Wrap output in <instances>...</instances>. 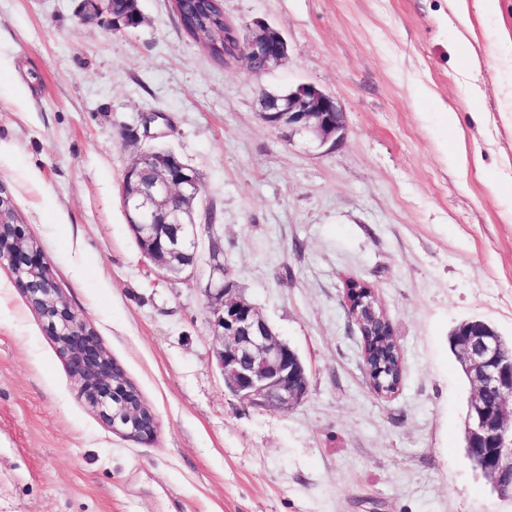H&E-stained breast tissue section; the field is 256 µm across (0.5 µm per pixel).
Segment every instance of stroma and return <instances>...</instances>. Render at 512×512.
<instances>
[{"label":"stroma","mask_w":512,"mask_h":512,"mask_svg":"<svg viewBox=\"0 0 512 512\" xmlns=\"http://www.w3.org/2000/svg\"><path fill=\"white\" fill-rule=\"evenodd\" d=\"M466 2L462 40L448 0H223L232 23L288 41L254 77L213 60L171 0H138L143 24L117 33L80 22L79 0H0V184L159 422L149 441L113 432L0 263V512H512L465 456L472 387L448 345L472 317L512 338V0L492 17ZM302 83L344 112L338 146L262 118L264 93ZM145 112L199 176L201 250L219 240L307 368L289 412L225 388L207 262L173 279L134 239L121 190L137 149L120 130ZM461 145L480 166L460 167ZM349 277L374 287L404 355L386 398Z\"/></svg>","instance_id":"1"}]
</instances>
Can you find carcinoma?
Returning <instances> with one entry per match:
<instances>
[{"label":"carcinoma","instance_id":"obj_1","mask_svg":"<svg viewBox=\"0 0 512 512\" xmlns=\"http://www.w3.org/2000/svg\"><path fill=\"white\" fill-rule=\"evenodd\" d=\"M173 10L183 30L193 39L205 41L211 57L220 62L233 56L234 36L231 23L224 16L221 0H176ZM139 12L138 0H112L115 21L133 19ZM372 371L375 392L390 395L402 381L404 366L388 326L377 323L366 329L363 336Z\"/></svg>","mask_w":512,"mask_h":512}]
</instances>
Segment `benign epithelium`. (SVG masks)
<instances>
[{"label": "benign epithelium", "instance_id": "1", "mask_svg": "<svg viewBox=\"0 0 512 512\" xmlns=\"http://www.w3.org/2000/svg\"><path fill=\"white\" fill-rule=\"evenodd\" d=\"M112 14V0H81L79 16L88 21ZM237 58L249 73L261 75L287 57V42L267 23L256 20L250 35H236ZM274 125L307 134L324 145L337 143L345 130L343 112L335 98L312 84L288 91L275 107L260 108ZM160 112L142 114L141 127L122 129L125 142L137 145L150 136ZM200 194L196 171L175 153L148 148L138 152L122 184V204L135 241L145 257L178 279L195 269L198 233L194 213ZM7 263L30 307L42 318L59 346L68 370L88 403L116 433L141 441L154 438L157 417L138 390L129 387L122 368L112 360L96 332L58 295L54 283L41 279L47 272L42 252L27 243L21 225L7 220L0 209V263ZM211 274L206 295L214 315L216 347L213 356L224 375V386L240 400L260 409L288 411L307 395L309 381L298 354L278 339L258 309L230 287L224 251H209ZM344 283V299L356 326L377 310L376 295H351ZM455 356L474 387L465 420L464 438L473 462L500 494L512 496V474L501 460L512 454V351L484 322L467 334L454 332Z\"/></svg>", "mask_w": 512, "mask_h": 512}]
</instances>
